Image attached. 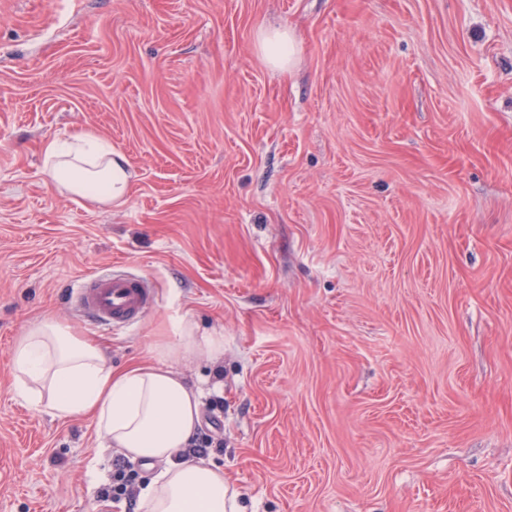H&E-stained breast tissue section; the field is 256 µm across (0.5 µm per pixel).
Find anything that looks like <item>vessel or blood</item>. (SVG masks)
Wrapping results in <instances>:
<instances>
[{
  "instance_id": "obj_1",
  "label": "vessel or blood",
  "mask_w": 512,
  "mask_h": 512,
  "mask_svg": "<svg viewBox=\"0 0 512 512\" xmlns=\"http://www.w3.org/2000/svg\"><path fill=\"white\" fill-rule=\"evenodd\" d=\"M81 317L99 327L130 326L155 306L156 293L148 281L127 273L98 272L71 291Z\"/></svg>"
}]
</instances>
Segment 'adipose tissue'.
Returning <instances> with one entry per match:
<instances>
[{"label":"adipose tissue","mask_w":512,"mask_h":512,"mask_svg":"<svg viewBox=\"0 0 512 512\" xmlns=\"http://www.w3.org/2000/svg\"><path fill=\"white\" fill-rule=\"evenodd\" d=\"M258 48L272 68L286 70L295 62L296 43L287 29L261 31ZM43 152L48 174L68 194L93 206L128 199L129 164L96 132L50 141ZM176 330L175 337L154 342L149 361L115 370L99 341L40 318L14 344L13 388L31 407L59 419L92 416L109 447L128 459L161 462L139 494L137 512H226L223 469L179 457L196 435L205 389L189 385L177 370L188 359L219 357L224 338L197 335L185 319Z\"/></svg>","instance_id":"obj_1"}]
</instances>
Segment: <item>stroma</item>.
Here are the masks:
<instances>
[{"label": "stroma", "instance_id": "1", "mask_svg": "<svg viewBox=\"0 0 512 512\" xmlns=\"http://www.w3.org/2000/svg\"><path fill=\"white\" fill-rule=\"evenodd\" d=\"M80 130L122 206L45 172ZM113 268L155 307L88 325ZM44 315L116 369L223 333L178 370L224 400L227 512H512V0H0V512H125L94 421L12 391ZM258 48L265 61L275 69H289L295 62L296 43L286 28L261 31ZM43 152L47 173L65 192L93 206L122 205L133 188L128 161L93 131L52 140ZM71 301L81 317L93 325L130 326L154 308L156 293L152 284L140 277L98 272L72 288Z\"/></svg>", "mask_w": 512, "mask_h": 512}]
</instances>
